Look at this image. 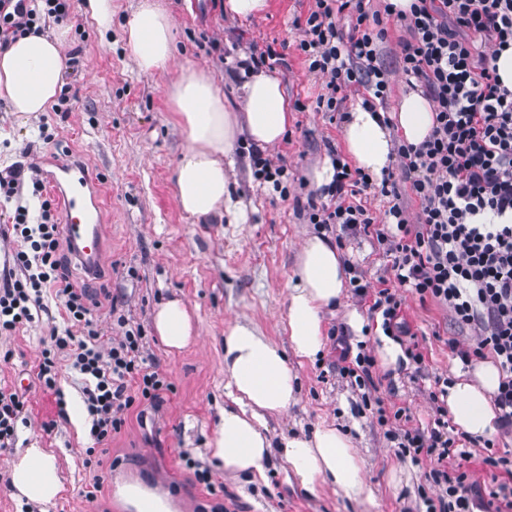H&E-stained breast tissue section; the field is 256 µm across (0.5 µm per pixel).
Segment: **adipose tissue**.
Segmentation results:
<instances>
[{"mask_svg":"<svg viewBox=\"0 0 512 512\" xmlns=\"http://www.w3.org/2000/svg\"><path fill=\"white\" fill-rule=\"evenodd\" d=\"M66 28L52 34H29L0 51V98L12 111L29 116L46 111L62 89ZM124 49L139 69H162L174 51L173 24L157 0H141L123 28ZM245 112L226 110L224 94L204 72L186 70L168 92L188 149L175 172L176 199L189 216L205 220L219 215L237 223L244 212L231 194L226 171L240 131L261 146L276 145L288 130L290 111L280 77L250 73L242 85ZM392 125L355 106L345 120V150L358 168L381 176L393 160V137L420 143L430 133L433 110L421 94L409 92L392 113ZM294 282L288 292L282 328L290 347L282 349L258 327L234 323L224 332V377L231 401L209 443L210 456L228 474L262 473L272 458L286 464L298 486L307 491L327 486L354 501H372L364 478V460L350 436L336 424L322 423L312 434L272 439L268 419L298 401L297 374L291 359L312 360L324 347L323 315L338 305L348 273L334 241L307 236L296 253ZM157 336L169 352L185 349L197 337L194 315L178 299L160 303L153 315ZM496 365L480 361L455 371L448 387V413L462 432L487 438L496 430L493 396L499 386ZM18 497L47 504L61 492V478L44 449L27 448L12 464Z\"/></svg>","mask_w":512,"mask_h":512,"instance_id":"adipose-tissue-1","label":"adipose tissue"}]
</instances>
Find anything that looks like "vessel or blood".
Returning a JSON list of instances; mask_svg holds the SVG:
<instances>
[{"label":"vessel or blood","instance_id":"1","mask_svg":"<svg viewBox=\"0 0 512 512\" xmlns=\"http://www.w3.org/2000/svg\"><path fill=\"white\" fill-rule=\"evenodd\" d=\"M63 204L64 225L76 254L87 270H95L104 259L102 197L84 162L68 165L62 177L52 178Z\"/></svg>","mask_w":512,"mask_h":512}]
</instances>
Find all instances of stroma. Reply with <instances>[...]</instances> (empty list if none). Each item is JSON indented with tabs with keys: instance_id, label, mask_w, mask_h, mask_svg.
Here are the masks:
<instances>
[{
	"instance_id": "stroma-1",
	"label": "stroma",
	"mask_w": 512,
	"mask_h": 512,
	"mask_svg": "<svg viewBox=\"0 0 512 512\" xmlns=\"http://www.w3.org/2000/svg\"><path fill=\"white\" fill-rule=\"evenodd\" d=\"M176 30V52L166 67L140 72L122 47V26L138 0H113L112 28L100 32L82 11L73 7L66 25L70 38L66 53L76 54L77 66L64 73L66 99L54 112L18 117L0 99V170L25 162L39 163L51 173L56 163L84 159L106 195V260L95 275H88L80 260L68 259L71 280L102 299L110 296L95 315L103 328H111L114 315L141 330L149 355L172 388L164 392L159 409L133 408L124 429L107 445L103 467L80 466L82 449L90 447L88 415L77 374L62 371L58 387L66 402L58 415L53 395L36 382V365L44 339L59 324L56 305H49L38 321L12 336L0 335V357L13 352L11 363L0 360V380L27 379L25 422L18 427L17 448L37 445L50 454L63 489L49 506L30 504L29 512H114L108 481L115 472L148 477L149 465L167 472L169 493L191 495L196 512L223 506L226 512H424L423 496H435L428 478V460L401 455L377 417L367 410L358 387L336 366V339L363 345L378 355L383 332L371 326L355 335L347 324L350 313L366 314L367 305L346 289L336 309L324 314L325 348L315 361L298 364L299 397L295 405L272 420L273 437L298 431L312 432L321 422H336L348 432L366 462L365 479L375 495L373 506L363 507L341 492L326 487L309 493L288 483L280 464L266 467V477L253 482L246 476L224 474L211 460L207 443L227 402L224 388V331L236 322L258 326L266 336L287 346L280 327L287 303L297 250L306 236L319 233L309 223L303 206L314 187L307 174L327 156L328 147L343 149V124L317 111L316 97L325 81L307 72L296 49L299 32L293 24L305 16L313 0H268L261 15L240 19L227 13L225 0H159ZM381 61L389 70V106H396L409 87L399 70L400 44L408 33L396 20L385 22ZM272 46L281 59L275 64L290 105L293 121L287 135L265 148L272 159L288 166V195L280 197L271 185L253 177V143L239 134L229 171L233 195L245 205L241 223L214 216L196 221L176 204L174 169L188 146L174 122L167 100L168 88L183 69L210 74L224 93L229 110H244L242 82L227 71L220 51L244 56L249 44ZM55 128L51 143L38 141L37 127ZM344 260L363 271L370 287H377L391 261L377 241L339 229L330 233ZM404 318L425 355V368L416 371L407 357L396 368L375 363L372 369L378 394L386 406L403 407L419 427L432 423L435 405L429 398L438 376H452L461 363L452 357L447 342L468 345L470 329L457 326L446 309L420 301L404 291ZM183 300L196 314L198 336L186 349L168 352L152 323L155 307L166 300ZM54 422L52 431L44 423ZM210 469L213 488L200 484L186 460ZM403 477L391 485V473ZM101 480L95 503L85 501L86 485Z\"/></svg>"
}]
</instances>
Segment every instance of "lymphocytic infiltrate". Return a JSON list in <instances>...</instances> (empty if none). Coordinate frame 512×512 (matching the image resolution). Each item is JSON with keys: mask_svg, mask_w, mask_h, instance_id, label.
I'll return each instance as SVG.
<instances>
[{"mask_svg": "<svg viewBox=\"0 0 512 512\" xmlns=\"http://www.w3.org/2000/svg\"><path fill=\"white\" fill-rule=\"evenodd\" d=\"M69 0H0V45L36 33L47 16L67 20ZM393 18L411 35L401 46L399 65L407 80L419 84L433 106L434 126L422 143L395 141L393 152L419 203L409 215L394 176L384 177L380 193L390 205L374 216L356 196L373 178L332 154L336 170L323 189L326 202L308 200L310 223L340 227L376 239L392 258L386 277L368 288L362 276L351 284L367 301L370 316L381 317L387 336H406L401 289L444 306L455 324L473 331V344L449 340L463 364L492 354L501 373L493 403L496 426L512 433V90L501 87L495 61L512 46V0H412L409 9L382 0L379 9L365 0H314L305 18L295 20L297 44L309 73L325 77L318 111L343 114L352 93H361L371 111L388 107L390 74L380 61L384 20ZM16 245L14 271L0 282V335L30 326L55 302L63 320L52 328L37 365L43 389L57 395V376L69 367L83 381L92 447L83 451V467L101 463L100 448L125 424L135 402L158 405L169 385L145 356L141 332L131 329L109 339L94 316L85 289L70 280L62 254L63 227L51 199L37 215L17 206L11 226ZM342 371L362 391L364 406L374 407L379 422L408 420L405 409L387 413L374 396V359L342 348ZM447 388L430 392L437 416L430 429L389 431L402 454L424 457L429 476L446 499L425 498L426 512H489L469 470L467 438L448 431V409L438 399ZM26 397L0 385V451L13 447Z\"/></svg>", "mask_w": 512, "mask_h": 512, "instance_id": "1", "label": "lymphocytic infiltrate"}]
</instances>
